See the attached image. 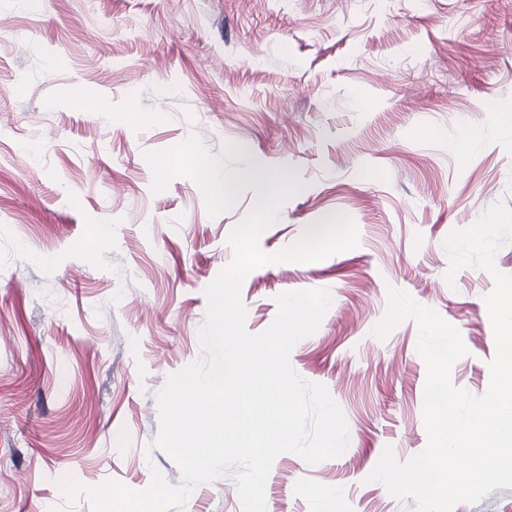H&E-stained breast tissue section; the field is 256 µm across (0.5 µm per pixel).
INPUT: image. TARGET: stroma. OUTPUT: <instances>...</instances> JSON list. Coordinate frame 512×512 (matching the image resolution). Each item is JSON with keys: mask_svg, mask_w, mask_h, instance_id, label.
Listing matches in <instances>:
<instances>
[{"mask_svg": "<svg viewBox=\"0 0 512 512\" xmlns=\"http://www.w3.org/2000/svg\"><path fill=\"white\" fill-rule=\"evenodd\" d=\"M509 101L512 0H0V512H93L88 489L142 491L156 470L182 482L155 445L158 394L203 356L205 289L257 193L214 218L189 178L152 194L144 152L192 137L228 170L298 177L264 251L332 216L358 233L240 288L252 333L280 295L329 292L290 360L348 426L337 457L275 460L267 512H415L369 475L384 450L404 463L427 444L418 326L374 330L390 291L409 294L461 334L453 386L486 393L494 279L447 280L444 242L512 207V127L496 117ZM184 512H241L232 476Z\"/></svg>", "mask_w": 512, "mask_h": 512, "instance_id": "stroma-1", "label": "stroma"}]
</instances>
